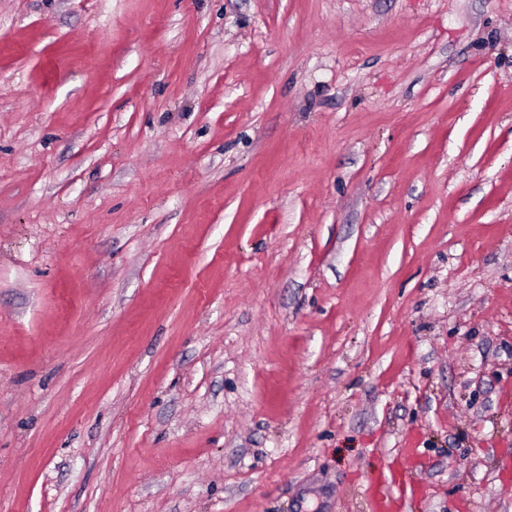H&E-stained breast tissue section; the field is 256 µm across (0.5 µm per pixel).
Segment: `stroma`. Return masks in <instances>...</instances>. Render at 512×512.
<instances>
[{
	"mask_svg": "<svg viewBox=\"0 0 512 512\" xmlns=\"http://www.w3.org/2000/svg\"><path fill=\"white\" fill-rule=\"evenodd\" d=\"M383 471L512 512V0H0V512Z\"/></svg>",
	"mask_w": 512,
	"mask_h": 512,
	"instance_id": "obj_1",
	"label": "stroma"
}]
</instances>
